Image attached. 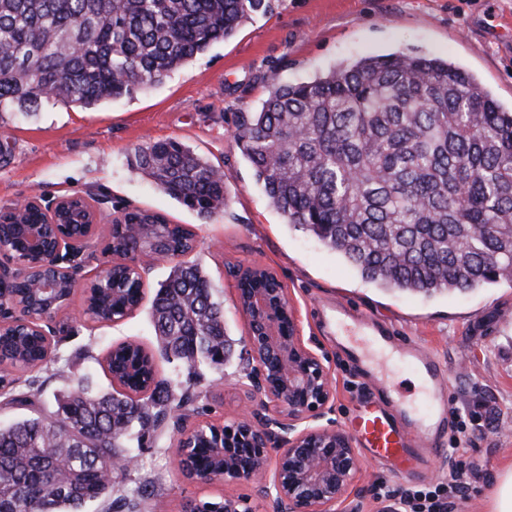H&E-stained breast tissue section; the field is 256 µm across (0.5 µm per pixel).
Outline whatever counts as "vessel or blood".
Listing matches in <instances>:
<instances>
[{"label":"vessel or blood","mask_w":512,"mask_h":512,"mask_svg":"<svg viewBox=\"0 0 512 512\" xmlns=\"http://www.w3.org/2000/svg\"><path fill=\"white\" fill-rule=\"evenodd\" d=\"M336 335L347 356L371 380L363 395L364 411L355 423V436L371 456L400 476L423 474L428 458L446 439V404L441 400L443 378L436 363L411 340L395 335L392 327L371 320H347L336 310ZM413 367L422 380L428 404L426 418H418L399 388L380 373L378 359Z\"/></svg>","instance_id":"obj_1"}]
</instances>
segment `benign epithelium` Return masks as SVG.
<instances>
[{
	"label": "benign epithelium",
	"mask_w": 512,
	"mask_h": 512,
	"mask_svg": "<svg viewBox=\"0 0 512 512\" xmlns=\"http://www.w3.org/2000/svg\"><path fill=\"white\" fill-rule=\"evenodd\" d=\"M66 196L48 206L37 196L27 197L12 207L21 210L33 203L47 216L55 217ZM106 227L99 210L85 236H61L55 247L43 244L42 229L29 238V249L44 266L77 276L75 260L89 252L90 241ZM19 268L0 261V327L17 317L10 288ZM247 321L246 341L255 363L248 375L252 391L264 397L263 407L274 405L283 413L273 416L255 411L239 418L230 428H220L226 440L224 468L201 470L194 480L224 483L255 480L258 492L273 498L274 512H332L346 504L359 481L357 451L351 436L340 429L313 425L333 401L335 389L329 369L300 336L299 320L283 288H257L240 303ZM247 438L251 459L247 468L238 462L233 441ZM276 452L274 466L270 453Z\"/></svg>",
	"instance_id": "obj_1"
}]
</instances>
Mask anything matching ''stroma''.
I'll return each instance as SVG.
<instances>
[{"instance_id":"stroma-1","label":"stroma","mask_w":512,"mask_h":512,"mask_svg":"<svg viewBox=\"0 0 512 512\" xmlns=\"http://www.w3.org/2000/svg\"><path fill=\"white\" fill-rule=\"evenodd\" d=\"M414 50L454 61L476 74L507 107L512 106V0H270L231 38L215 43L155 88L109 100L90 109L45 103L29 115L0 112V210L26 197L51 199L69 192L95 194L105 222L124 211L148 210L197 234L192 260L208 274L224 306L231 352L223 372L196 373L158 361L161 378L194 396L182 426L167 425L133 446L128 469L113 470L114 496H132L143 483L154 498L135 512H181L190 499L246 500L251 512H273L252 481L201 483L177 465L180 429L233 423L259 408L248 392L253 366L247 325L238 304L236 266H263L282 281L296 309L305 344L328 366L336 391L327 423L352 432L368 381L336 343V325L322 309L343 304L392 325L437 358L448 399L449 437L410 478L390 473L361 456L351 512H399L396 500L378 496L379 485L411 491L447 482L466 461L465 492L449 495L447 512H489L491 497L512 467V284L502 282L466 293L430 297L386 291L365 282L334 252L305 230L286 224L269 203L253 167L233 140L240 113L258 111L268 95V76L307 81L346 60ZM176 139L224 173L226 204L203 219L172 199L130 165L133 150L147 141ZM144 298L130 316L98 323L85 313L83 289L53 320L59 359L37 372L42 396L35 405L0 397V426L50 414L75 383L90 377L107 390L109 347L137 340L155 348L149 308L170 262L140 257Z\"/></svg>"}]
</instances>
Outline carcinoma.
I'll use <instances>...</instances> for the list:
<instances>
[{"mask_svg":"<svg viewBox=\"0 0 512 512\" xmlns=\"http://www.w3.org/2000/svg\"><path fill=\"white\" fill-rule=\"evenodd\" d=\"M268 0H0V112L36 111L44 102L91 107L162 84L212 43L232 37ZM233 139L286 223L312 233L383 289L431 296L512 283V109L465 68L395 51L342 63L308 81L274 72L258 112L238 121ZM131 166L205 219L224 209V175L175 140L134 149ZM145 227L140 247L159 240L176 261L156 290L150 321L159 354L194 371L224 367V313L203 269L182 260L194 234L145 211L124 214ZM4 245L28 262L18 225ZM141 276L128 266L95 288L99 320L126 316ZM19 302L42 308L21 282ZM0 355L29 368L50 362L43 338L26 328L0 333ZM108 372L132 399L79 383L52 415L0 427V512H83L99 500L129 512L153 496L112 498L111 465L125 461L133 436L161 426L175 397L153 360L134 343L109 353ZM0 374L8 401L30 404L37 379ZM213 428L191 431V464L210 459Z\"/></svg>","mask_w":512,"mask_h":512,"instance_id":"carcinoma-1","label":"carcinoma"}]
</instances>
